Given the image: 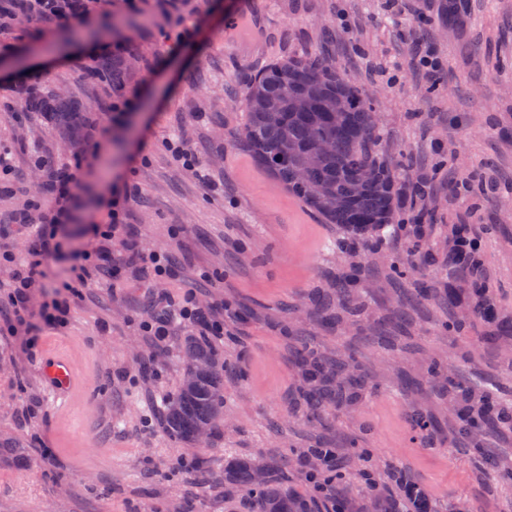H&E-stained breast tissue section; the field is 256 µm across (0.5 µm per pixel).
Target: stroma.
<instances>
[{
    "instance_id": "stroma-1",
    "label": "stroma",
    "mask_w": 512,
    "mask_h": 512,
    "mask_svg": "<svg viewBox=\"0 0 512 512\" xmlns=\"http://www.w3.org/2000/svg\"><path fill=\"white\" fill-rule=\"evenodd\" d=\"M255 2L253 15L240 0H179L171 13L159 0L136 11L100 0L79 21L47 27L21 17L0 28V148L13 164L0 174L1 251L28 258L34 230L14 216L34 200L52 204L33 153L60 163L83 157L69 219L30 295L29 325L0 335V444L26 454L18 464L0 452V512H251L245 493L225 484V464L288 457L279 484L306 498L308 465L289 453L318 437L342 451L347 482L339 492L349 512H386L359 488L354 438L379 462L384 502L404 500L389 476L395 468L411 472L439 512H512V483L478 472L449 443L448 401L422 380L425 360L439 357L459 377L512 399V369L490 340L494 325L471 319L464 342L444 328L477 299L470 271L448 262L457 224L485 259L489 297L512 319V0H462L463 22L454 27L443 0H398L392 10L385 0ZM97 44L129 51L124 94L134 107L118 123L108 118L115 95L73 64ZM427 53L438 63L429 74L420 64ZM315 55L376 100L381 149L400 180L430 186L425 201H404L397 231L362 241L323 223L239 143L248 79L272 62ZM32 72L90 107L85 143L24 114L21 99L8 95L12 79ZM175 139L199 169L176 164L168 148ZM123 184L141 192L129 216L139 249L170 254L171 277L152 282L114 244L112 287L82 288L64 324L45 323L46 305L76 282L74 252L87 248L89 226L104 222L112 188ZM406 256L413 273L390 280V264ZM339 284L367 308L341 329L324 324L311 303L315 290ZM422 285L431 296L409 324L412 348H387L393 310ZM155 291L178 302L194 297L224 325L214 344L227 411L197 442L175 441L159 422L181 389L179 346L194 329L177 325L161 343L145 335ZM292 335L359 360L371 382L357 405L305 419ZM56 350L78 379L64 408L54 406L44 372ZM419 411L433 419L432 443L417 435Z\"/></svg>"
}]
</instances>
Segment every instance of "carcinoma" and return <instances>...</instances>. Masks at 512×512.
<instances>
[{"instance_id":"1","label":"carcinoma","mask_w":512,"mask_h":512,"mask_svg":"<svg viewBox=\"0 0 512 512\" xmlns=\"http://www.w3.org/2000/svg\"><path fill=\"white\" fill-rule=\"evenodd\" d=\"M91 78L121 94L128 65L121 60L102 61L89 69ZM247 109L244 138L257 160L279 177L288 191L315 210L327 224H337L354 235H369L390 227L388 216L398 210L399 188L394 165L377 150L379 135L371 101L338 70L324 68L320 57L276 62L249 79L243 91ZM276 105L281 118L274 123L268 110ZM24 111L36 112L76 142L89 126V109L83 103L33 90L23 98ZM327 140L326 153L312 159L319 141ZM453 247L448 263L478 275L483 258L466 246L461 230H452ZM316 304L336 321L361 312L358 300L345 288L319 294ZM474 313L493 319L485 303ZM472 313V314H474ZM472 314L460 315L445 325L462 337ZM294 352L306 375L305 404L315 410L326 403L351 405L360 398L366 375L353 357L337 358L319 350L307 339L294 337ZM185 373L180 393L165 405L164 427L176 440H197L200 426L215 427L220 418L223 370L212 344L189 336L183 343ZM424 378L442 396H448L454 439L480 459L485 469L512 481V465L488 455L483 447L490 430L512 429V402L492 396L482 387L458 380L439 360H425ZM273 467L252 459L227 463L224 481L242 489L251 500V512H310L305 499L281 488L271 479ZM264 479L255 480L256 472ZM399 488L413 499L415 512H437L433 502L417 489L407 471L393 474Z\"/></svg>"}]
</instances>
